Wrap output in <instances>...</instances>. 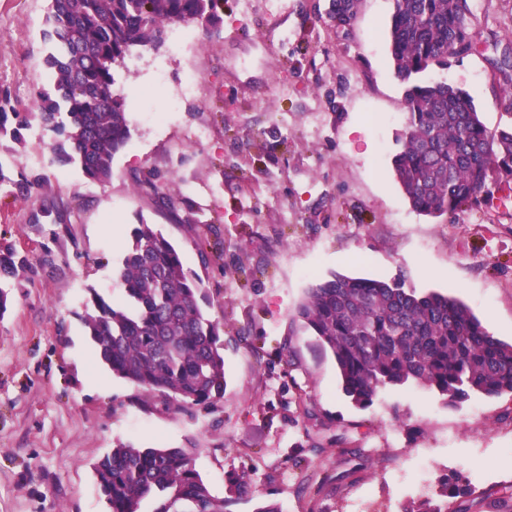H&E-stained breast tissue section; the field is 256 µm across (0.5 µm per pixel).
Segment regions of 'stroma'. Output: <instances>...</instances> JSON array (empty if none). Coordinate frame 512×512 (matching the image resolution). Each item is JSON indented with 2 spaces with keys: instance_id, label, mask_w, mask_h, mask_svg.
Listing matches in <instances>:
<instances>
[{
  "instance_id": "stroma-1",
  "label": "stroma",
  "mask_w": 512,
  "mask_h": 512,
  "mask_svg": "<svg viewBox=\"0 0 512 512\" xmlns=\"http://www.w3.org/2000/svg\"><path fill=\"white\" fill-rule=\"evenodd\" d=\"M328 3L224 0L221 25H191L181 56L134 52L115 86L131 138L100 184L56 160L38 119L35 94L53 87L49 0H0V86L29 124L24 144L0 138V243L30 258L0 317V512H109L93 465L127 442L190 449L220 497L228 472L243 475L253 496L232 512L268 499L283 512H403L451 472L475 493L445 500L448 512H512V395L446 404L407 387L357 409L331 354L292 322L308 285L338 272L456 297L512 341V202L411 209L390 173L406 112L385 38L392 0H360L346 30ZM472 9V50L429 76L465 88L494 131L512 122V68L500 67L512 0ZM23 175L42 181L22 193ZM53 201L60 220L30 224ZM142 220L204 281L227 382L210 406L112 376L86 334L89 289L124 298L118 269Z\"/></svg>"
}]
</instances>
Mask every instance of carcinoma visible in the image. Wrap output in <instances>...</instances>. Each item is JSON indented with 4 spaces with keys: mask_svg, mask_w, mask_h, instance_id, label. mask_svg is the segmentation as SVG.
Segmentation results:
<instances>
[{
    "mask_svg": "<svg viewBox=\"0 0 512 512\" xmlns=\"http://www.w3.org/2000/svg\"><path fill=\"white\" fill-rule=\"evenodd\" d=\"M386 28L389 61L404 84L405 127L392 157L393 178L411 208L438 217L478 207L491 187L512 181V126L490 132L468 93L428 81L471 48L470 0H392ZM223 0H49L46 24L54 42L48 57L53 92L36 101L42 122L60 141L58 159L76 163L84 177L111 179L116 154L130 140L116 75L135 50L157 48L172 29L219 23ZM0 88V136L23 140V124ZM29 258L0 245V281L16 278ZM118 278L122 303L89 289L83 321L100 360L113 375L194 405L224 397V346L218 323L207 318L203 279L185 270L181 254L144 220L134 227ZM295 321L336 362L343 394L370 407L378 394L417 385L446 402L472 394L512 395V342L490 335L462 301L418 292L397 280L333 273L306 289ZM110 512H230L250 494L236 473L219 497L184 448L119 444L94 465ZM472 494L460 477L444 478L437 497Z\"/></svg>",
    "mask_w": 512,
    "mask_h": 512,
    "instance_id": "obj_1",
    "label": "carcinoma"
}]
</instances>
